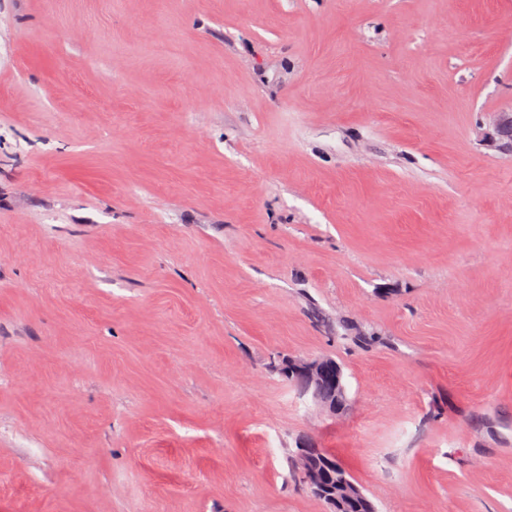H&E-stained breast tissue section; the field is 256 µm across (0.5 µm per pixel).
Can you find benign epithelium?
<instances>
[{
    "label": "benign epithelium",
    "mask_w": 512,
    "mask_h": 512,
    "mask_svg": "<svg viewBox=\"0 0 512 512\" xmlns=\"http://www.w3.org/2000/svg\"><path fill=\"white\" fill-rule=\"evenodd\" d=\"M487 141L492 146L512 147V109L498 113ZM281 375L295 385L301 393L311 395L312 399L328 408L331 414L342 412L347 405V390L342 368L321 358L309 360L281 357ZM296 453L309 459L312 466L303 474L307 486L326 496L330 508L337 505L336 488L350 484L345 476L336 480L337 487H328L329 471L337 470L336 461L327 458L317 445L307 439L297 442Z\"/></svg>",
    "instance_id": "7a95c632"
}]
</instances>
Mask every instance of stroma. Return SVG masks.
<instances>
[{"instance_id":"stroma-1","label":"stroma","mask_w":512,"mask_h":512,"mask_svg":"<svg viewBox=\"0 0 512 512\" xmlns=\"http://www.w3.org/2000/svg\"><path fill=\"white\" fill-rule=\"evenodd\" d=\"M509 106L512 0H0V512H512ZM486 138L491 146L512 147V107L498 113ZM281 375L295 385L301 393L328 408L331 414L342 412L347 405V390L341 366L336 362L313 358L281 357ZM338 364V365H337ZM296 447V453L299 456L305 457L312 462V466L303 474L304 482L307 484L308 490L322 501H324V499L317 493L322 494L324 496L326 495V492H324V490H328V492H330L331 494L327 495L325 499L331 508L330 511H335L337 505L336 486H333L332 488H329L327 486L326 483L328 478V472L329 470L338 471L336 463L352 479L350 472L346 471L342 466L341 462L338 459H335L327 449L323 448L325 454L335 459L336 461L327 458L322 453L321 448H319L317 445H315L314 443L307 439H300L297 442ZM309 487H313L317 493L314 492Z\"/></svg>"}]
</instances>
